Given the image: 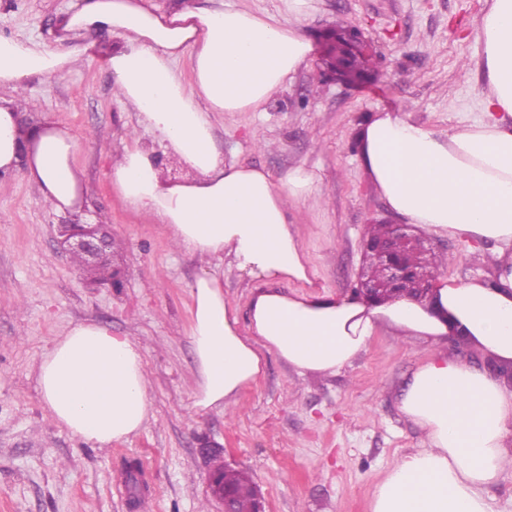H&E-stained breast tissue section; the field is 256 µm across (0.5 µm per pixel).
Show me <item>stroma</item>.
<instances>
[{
  "instance_id": "35a3bbf8",
  "label": "stroma",
  "mask_w": 512,
  "mask_h": 512,
  "mask_svg": "<svg viewBox=\"0 0 512 512\" xmlns=\"http://www.w3.org/2000/svg\"><path fill=\"white\" fill-rule=\"evenodd\" d=\"M78 0H0V37L54 43L59 14ZM486 0H312L302 31L313 52L261 112H228L216 143L225 162L262 168L274 179L302 165L322 194L290 217L317 285L350 293L363 263L365 229L392 216L357 146L376 112L407 113L437 131L477 119L487 88L473 25ZM358 27L377 74L348 84L321 63L322 35ZM25 119L69 128L81 145L87 212L111 225L126 271L122 288H93L56 244L70 222L44 205L22 173L0 180V512H221L209 489V445L245 471L270 512H369L375 484L425 436L401 417L398 400L427 354L423 340L379 329L352 365L334 375H299L276 356L228 413L193 408L188 287L199 262L172 246L162 225L124 208L111 191L113 158L135 133L131 107L113 95L100 57L60 76L29 80ZM451 257L448 276L487 270L489 251L469 252L433 236ZM99 322L145 349L153 416L129 439L104 449L54 422L34 364L67 328ZM144 484L132 492L130 460Z\"/></svg>"
}]
</instances>
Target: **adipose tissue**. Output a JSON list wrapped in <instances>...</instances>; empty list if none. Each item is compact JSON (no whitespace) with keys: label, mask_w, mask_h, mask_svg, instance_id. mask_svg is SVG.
Wrapping results in <instances>:
<instances>
[{"label":"adipose tissue","mask_w":512,"mask_h":512,"mask_svg":"<svg viewBox=\"0 0 512 512\" xmlns=\"http://www.w3.org/2000/svg\"><path fill=\"white\" fill-rule=\"evenodd\" d=\"M309 9L308 0H288L280 20L221 6L158 13L148 0H79L60 17L58 40L92 31L120 39L104 62L141 132L111 165V189L204 264L189 287L196 411H223L268 356L301 375H333L379 328H394L431 346L399 401L427 445L375 485L370 512H498L492 490L512 456V387L449 359L444 348L459 332L486 355L512 361V0H488L476 23L488 77L478 119L439 133L380 111L359 136L363 164L392 213L429 234L494 245L490 275L436 277L428 303L315 291L311 258L288 221L289 206L317 194L312 173L299 166L277 181L263 169L225 164L215 147L216 115L261 111L309 59L313 47L300 29ZM80 56L0 39V89L12 93L0 104V172L23 169L57 214L84 208L79 142L52 123L22 132L14 96L31 78L71 70ZM184 58L186 75L178 67ZM167 159L189 178H164ZM225 264L252 281L247 324L224 297ZM36 372L52 418L86 442L128 439L152 415L142 347L105 325L70 326Z\"/></svg>","instance_id":"ef3b65f1"}]
</instances>
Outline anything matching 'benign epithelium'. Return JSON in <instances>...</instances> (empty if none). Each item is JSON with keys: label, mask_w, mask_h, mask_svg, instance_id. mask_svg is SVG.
<instances>
[{"label": "benign epithelium", "mask_w": 512, "mask_h": 512, "mask_svg": "<svg viewBox=\"0 0 512 512\" xmlns=\"http://www.w3.org/2000/svg\"><path fill=\"white\" fill-rule=\"evenodd\" d=\"M57 243L68 254L82 256L89 266H100L113 257L112 231L106 224H59L56 228ZM410 225L392 223L390 234L378 242L365 243V251L372 253L380 269V279L359 278L356 292L367 298L384 299L387 292H396L407 283L416 284L415 300H424L433 292V284L421 278L418 270L410 265L401 253V246L412 240ZM234 470L226 467L220 473H211L210 489L223 506L222 512H236L235 496L227 478Z\"/></svg>", "instance_id": "benign-epithelium-1"}]
</instances>
